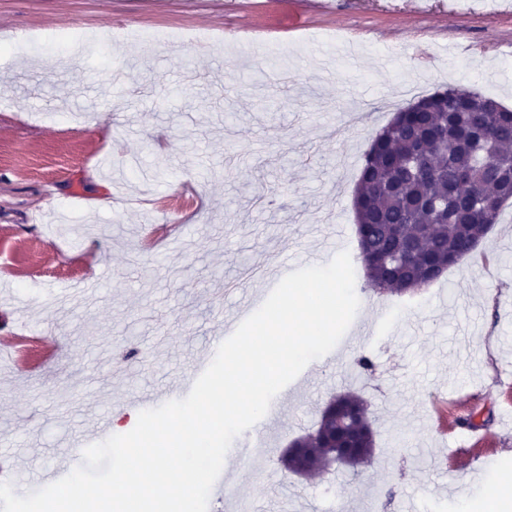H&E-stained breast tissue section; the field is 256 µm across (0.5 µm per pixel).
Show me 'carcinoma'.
Here are the masks:
<instances>
[{
	"instance_id": "obj_1",
	"label": "carcinoma",
	"mask_w": 512,
	"mask_h": 512,
	"mask_svg": "<svg viewBox=\"0 0 512 512\" xmlns=\"http://www.w3.org/2000/svg\"><path fill=\"white\" fill-rule=\"evenodd\" d=\"M493 98L448 87L396 112L364 152L353 209L358 258L381 293L415 291L470 255L512 202V109ZM432 164L417 173L416 151ZM374 453L364 400L342 394L321 411L312 433L297 439L302 453L288 464L325 465L341 429Z\"/></svg>"
}]
</instances>
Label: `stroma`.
<instances>
[{
  "label": "stroma",
  "mask_w": 512,
  "mask_h": 512,
  "mask_svg": "<svg viewBox=\"0 0 512 512\" xmlns=\"http://www.w3.org/2000/svg\"><path fill=\"white\" fill-rule=\"evenodd\" d=\"M335 2L0 0V340L26 335L32 355L0 357L16 495L66 465L95 418L132 430L129 407L192 376L268 264L357 256L362 157L400 108L442 86L512 108L497 0ZM74 31L88 55L64 41ZM354 271L370 337L281 406L260 461L227 457L208 512L229 498L244 512H456L472 463L512 476V205L428 288L382 295ZM90 281L84 298L51 293ZM347 392L368 404L371 463L292 475L285 448ZM464 418L473 443L453 456Z\"/></svg>",
  "instance_id": "obj_1"
}]
</instances>
